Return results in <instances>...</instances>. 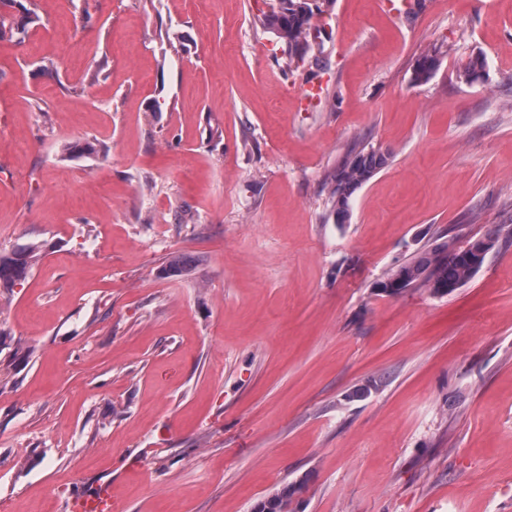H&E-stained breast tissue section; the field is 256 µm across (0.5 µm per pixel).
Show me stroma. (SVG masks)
<instances>
[{
    "label": "stroma",
    "mask_w": 512,
    "mask_h": 512,
    "mask_svg": "<svg viewBox=\"0 0 512 512\" xmlns=\"http://www.w3.org/2000/svg\"><path fill=\"white\" fill-rule=\"evenodd\" d=\"M274 4L0 0V255L41 248L0 288L9 512L107 474L117 512H512V0H335L289 74ZM360 141L389 163L340 226ZM476 238L453 293L378 291ZM442 55L441 47H434L433 50L421 54L413 66L412 81L421 83L430 80L440 65ZM388 161L387 153L359 144L326 175L324 182L337 224H346L350 217L353 195L386 167ZM304 490L302 482L286 484L259 501L254 507V512H298Z\"/></svg>",
    "instance_id": "obj_1"
}]
</instances>
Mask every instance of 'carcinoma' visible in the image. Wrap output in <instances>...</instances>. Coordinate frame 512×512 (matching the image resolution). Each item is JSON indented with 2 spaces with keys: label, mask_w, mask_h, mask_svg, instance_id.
Wrapping results in <instances>:
<instances>
[{
  "label": "carcinoma",
  "mask_w": 512,
  "mask_h": 512,
  "mask_svg": "<svg viewBox=\"0 0 512 512\" xmlns=\"http://www.w3.org/2000/svg\"><path fill=\"white\" fill-rule=\"evenodd\" d=\"M334 0H278L276 8L260 19L263 28L272 32L281 43L280 66L286 73L293 72L299 64L312 58L320 64L311 42L312 20L328 14ZM443 51L434 48L419 56L413 66L412 81L426 82L435 74L440 65ZM486 59L481 54L470 57L459 72V78L474 82L483 77ZM389 155L360 144L353 147L338 162L336 168L325 177V186L332 205L336 223L345 224L350 217L353 195L376 173L387 166ZM454 248V241L448 240L431 250L417 253L411 260L391 271L385 282L406 286L425 285L438 295L455 291V287L468 283L481 269L486 255L481 243L475 239L461 249L462 261L448 262V250ZM40 247L30 244L16 249L9 256H0V287L11 288L29 275L38 260ZM305 486L301 482L287 484L259 501L254 512H298L301 494Z\"/></svg>",
  "instance_id": "carcinoma-1"
}]
</instances>
